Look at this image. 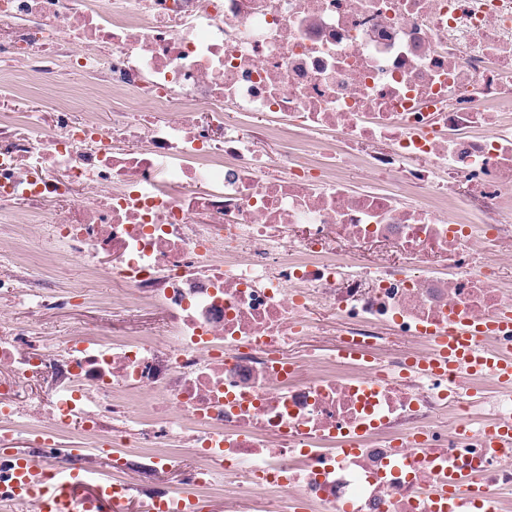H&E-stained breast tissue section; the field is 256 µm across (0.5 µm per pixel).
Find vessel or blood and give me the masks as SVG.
<instances>
[{
	"instance_id": "obj_1",
	"label": "vessel or blood",
	"mask_w": 512,
	"mask_h": 512,
	"mask_svg": "<svg viewBox=\"0 0 512 512\" xmlns=\"http://www.w3.org/2000/svg\"><path fill=\"white\" fill-rule=\"evenodd\" d=\"M498 321L467 326L439 339L429 367L444 373L450 368L467 370L478 366L492 371L498 379L512 383V358L492 353L478 355L472 346L475 335L497 329ZM43 452L21 457L0 452V500L31 503L37 512H122L129 489L114 482L111 473L91 479L73 470L47 474Z\"/></svg>"
}]
</instances>
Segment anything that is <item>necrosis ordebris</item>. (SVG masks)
I'll use <instances>...</instances> for the list:
<instances>
[{"label": "necrosis or debris", "mask_w": 512, "mask_h": 512, "mask_svg": "<svg viewBox=\"0 0 512 512\" xmlns=\"http://www.w3.org/2000/svg\"><path fill=\"white\" fill-rule=\"evenodd\" d=\"M18 74L47 99L17 107ZM21 208L161 323L38 347L76 293L0 267L30 309L0 314V442L80 428L158 504L220 480L224 512H512V386L411 366L512 305V254L484 256L512 241V0H0V218ZM455 470L480 493L438 495Z\"/></svg>", "instance_id": "necrosis-or-debris-1"}]
</instances>
